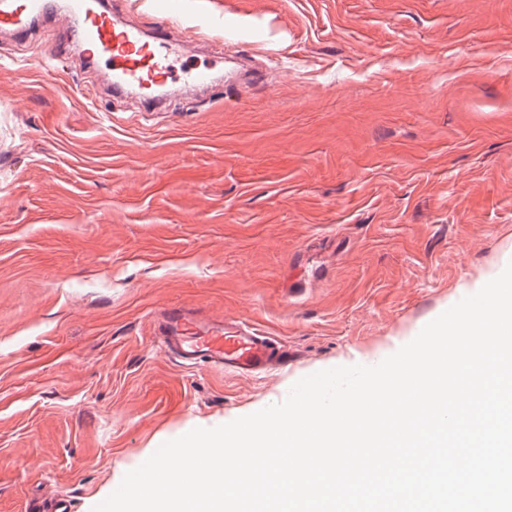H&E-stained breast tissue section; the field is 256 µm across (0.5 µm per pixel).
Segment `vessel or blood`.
<instances>
[{"mask_svg": "<svg viewBox=\"0 0 512 512\" xmlns=\"http://www.w3.org/2000/svg\"><path fill=\"white\" fill-rule=\"evenodd\" d=\"M169 8H162L155 34L145 37L133 24L117 23L109 0H0V29L21 40L42 26L78 31L87 58H100L112 75L113 95L129 86L164 87L162 99L146 98L145 109L160 111L163 101L183 97L188 85L170 75L167 54L173 37ZM153 334L182 365L207 366L234 376L256 375L283 364L278 339L234 318L212 319L194 309L170 305L152 318Z\"/></svg>", "mask_w": 512, "mask_h": 512, "instance_id": "b4317fda", "label": "vessel or blood"}]
</instances>
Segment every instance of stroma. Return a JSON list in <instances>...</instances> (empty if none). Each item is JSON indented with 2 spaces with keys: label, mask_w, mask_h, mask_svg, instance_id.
<instances>
[{
  "label": "stroma",
  "mask_w": 512,
  "mask_h": 512,
  "mask_svg": "<svg viewBox=\"0 0 512 512\" xmlns=\"http://www.w3.org/2000/svg\"><path fill=\"white\" fill-rule=\"evenodd\" d=\"M172 5V75L215 83L163 115L86 96L111 74L77 33L0 32V512H92L163 443L381 362L512 253V0ZM228 49L266 80L239 93ZM169 304L288 361L182 366Z\"/></svg>",
  "instance_id": "35a3bbf8"
}]
</instances>
